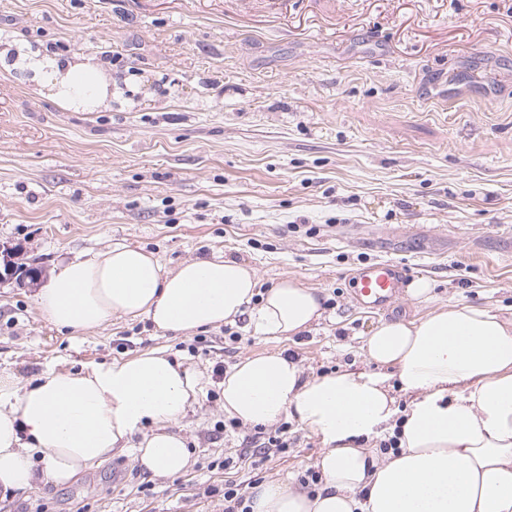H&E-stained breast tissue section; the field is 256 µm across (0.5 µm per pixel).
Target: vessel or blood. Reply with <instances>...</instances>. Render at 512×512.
<instances>
[{
  "mask_svg": "<svg viewBox=\"0 0 512 512\" xmlns=\"http://www.w3.org/2000/svg\"><path fill=\"white\" fill-rule=\"evenodd\" d=\"M406 279V270L394 261L369 264L355 277L354 300L364 309H387L400 296Z\"/></svg>",
  "mask_w": 512,
  "mask_h": 512,
  "instance_id": "1",
  "label": "vessel or blood"
}]
</instances>
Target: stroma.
<instances>
[{
  "mask_svg": "<svg viewBox=\"0 0 512 512\" xmlns=\"http://www.w3.org/2000/svg\"><path fill=\"white\" fill-rule=\"evenodd\" d=\"M13 37L98 53L122 89L73 112L0 75V247L15 263L40 276L115 243L168 270L219 255L262 287L318 289L324 317L278 338L245 314L236 342L143 318L62 332L35 304L37 276L0 267V376L161 350L205 386L178 425L190 472L154 477L125 451L0 512H224L225 481L297 482L323 444L292 419L287 453H256L254 428H224L215 366L281 351L308 376L372 372L362 345L380 323L451 301L512 322V0H0ZM380 259L431 280V303L357 307L351 278Z\"/></svg>",
  "mask_w": 512,
  "mask_h": 512,
  "instance_id": "stroma-1",
  "label": "stroma"
}]
</instances>
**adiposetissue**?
I'll return each mask as SVG.
<instances>
[{
  "mask_svg": "<svg viewBox=\"0 0 512 512\" xmlns=\"http://www.w3.org/2000/svg\"><path fill=\"white\" fill-rule=\"evenodd\" d=\"M0 72L68 110L112 106L111 68L94 54L0 40ZM35 303L55 327L83 332L144 317L160 332L190 335L247 311L259 332L290 337L323 313L317 290L298 279L263 290L253 269L222 257L167 271L154 254L120 243L60 262ZM364 349L393 376L308 378L280 351L225 374L227 417L264 427L288 414L324 445L315 492L261 482L251 512H512V322L490 305L451 303L416 321L380 323ZM398 391L411 397L402 410ZM201 392L199 372L157 351L25 384L0 377V492L68 483L129 447L143 472L185 475L192 454L173 426ZM385 431L399 432L398 452L370 447Z\"/></svg>",
  "mask_w": 512,
  "mask_h": 512,
  "instance_id": "1",
  "label": "adipose tissue"
}]
</instances>
